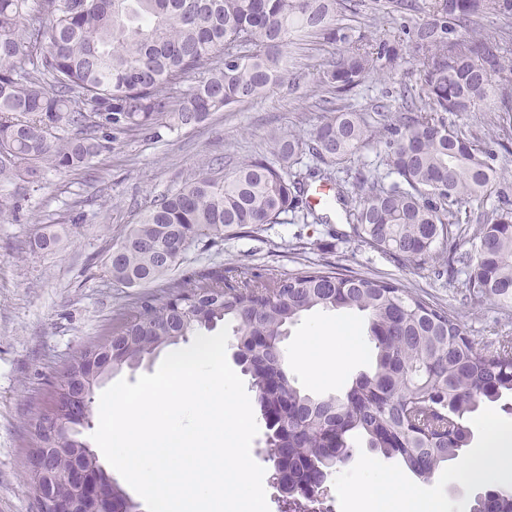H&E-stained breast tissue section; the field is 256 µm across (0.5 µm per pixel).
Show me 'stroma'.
<instances>
[{
	"instance_id": "35a3bbf8",
	"label": "stroma",
	"mask_w": 512,
	"mask_h": 512,
	"mask_svg": "<svg viewBox=\"0 0 512 512\" xmlns=\"http://www.w3.org/2000/svg\"><path fill=\"white\" fill-rule=\"evenodd\" d=\"M411 15L383 12L377 0H356L339 11V26L369 42H399L396 64L378 63L348 96L345 105L374 116L377 124L399 122L401 92L420 84L412 44L400 40L402 23L426 20L431 0H416ZM336 55L335 44L313 35L288 47V74L267 97L212 113L195 126H159L156 135H110L101 153L79 171L46 169L39 190L28 191L21 207L0 223V512H37L26 469L33 418L52 405L56 378L82 348L96 343L119 321L136 315L137 288L113 285L106 268L113 247L160 194L184 181L199 160L234 166L268 155L272 133L310 137L323 114L327 93L322 72ZM307 223L267 224L254 233L225 237L202 251L189 248L180 271L211 267L248 269L269 278L335 263L353 273L390 280L429 303L461 316L479 344L497 331L512 332V310L491 300L462 299L433 262L397 266L354 235L343 205L319 208ZM52 232L55 250L40 251L35 240ZM445 463L429 481L418 479L396 459L367 448L333 473L324 501L330 512H355L345 490L364 485L374 472H400L423 497L468 512L484 487L450 481Z\"/></svg>"
}]
</instances>
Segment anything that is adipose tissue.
<instances>
[{
  "instance_id": "ef3b65f1",
  "label": "adipose tissue",
  "mask_w": 512,
  "mask_h": 512,
  "mask_svg": "<svg viewBox=\"0 0 512 512\" xmlns=\"http://www.w3.org/2000/svg\"><path fill=\"white\" fill-rule=\"evenodd\" d=\"M360 352L358 329L354 322L342 321L316 328L301 338L294 362L307 370L316 385L336 383L345 362ZM485 435L481 446L472 449L459 464L458 483L498 482L502 467L512 458V427L499 425L494 418L484 421ZM350 499L363 504L367 512H439L437 502L430 501L410 488L395 472L374 474L369 490L349 488Z\"/></svg>"
}]
</instances>
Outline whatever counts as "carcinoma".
<instances>
[{"instance_id": "cac0c4a2", "label": "carcinoma", "mask_w": 512, "mask_h": 512, "mask_svg": "<svg viewBox=\"0 0 512 512\" xmlns=\"http://www.w3.org/2000/svg\"><path fill=\"white\" fill-rule=\"evenodd\" d=\"M345 8V0H0V185L38 188L47 168H82L115 130L153 134L165 117L195 125L262 98L288 72V45L308 34L336 44L323 82L338 97L350 93L379 60L394 64L399 54L352 39L336 23ZM487 14L511 18L512 0H435L414 30L420 87L404 95L406 114L386 135L362 112L325 106L310 139L271 135L274 160L254 157L227 171L202 162L155 199L117 244L119 261L107 272L116 286L162 282L167 291L143 295L136 315L113 328L112 339L80 350L59 381L93 349L112 347L114 370L135 368L230 321L271 433L268 460L288 467L295 484L324 487L359 446L400 459L424 481L458 458L472 442L469 415L512 394V336L479 347L458 316L391 281L331 264L275 279L247 270L226 276L222 268L173 278L180 260L159 246L187 238L206 249L226 234L285 223L302 192L291 170L308 154L326 166L319 176L335 183L361 242L398 264L439 260L450 277L464 275L459 288L511 308L512 199L498 155L448 125L450 114L512 112L504 36L473 29ZM195 74V84L170 96ZM374 141L383 145L384 172L357 171L368 190L351 208L339 174ZM493 195L497 204L477 216L463 210ZM472 222L471 248L444 255L450 227ZM313 310L366 320L375 367L340 396L296 387L281 343H268ZM469 512H512V492L489 489Z\"/></svg>"}]
</instances>
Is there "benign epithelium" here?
Wrapping results in <instances>:
<instances>
[{"label":"benign epithelium","mask_w":512,"mask_h":512,"mask_svg":"<svg viewBox=\"0 0 512 512\" xmlns=\"http://www.w3.org/2000/svg\"><path fill=\"white\" fill-rule=\"evenodd\" d=\"M112 363V353L97 355L73 372L59 387L38 433L49 444L27 456L38 512H142L140 504L112 495L114 479L89 447H71L72 432L84 423L87 398L103 381L102 370Z\"/></svg>","instance_id":"benign-epithelium-1"}]
</instances>
